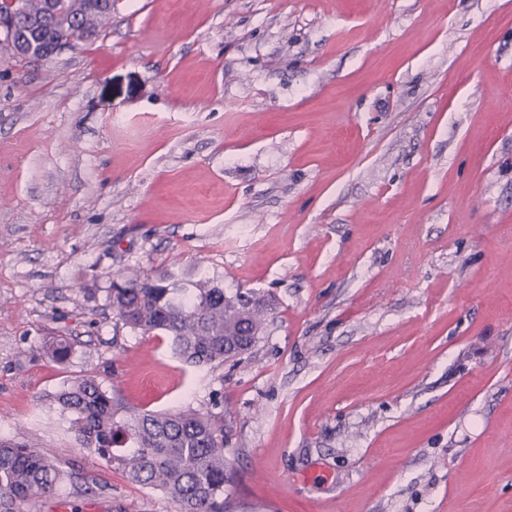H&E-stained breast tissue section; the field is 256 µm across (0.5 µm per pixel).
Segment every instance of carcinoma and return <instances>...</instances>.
<instances>
[{
  "label": "carcinoma",
  "mask_w": 512,
  "mask_h": 512,
  "mask_svg": "<svg viewBox=\"0 0 512 512\" xmlns=\"http://www.w3.org/2000/svg\"><path fill=\"white\" fill-rule=\"evenodd\" d=\"M111 15L112 0L3 5L9 36L32 59L62 31L81 42L97 39ZM108 299L123 325L165 333L172 353L190 366H218L243 354L263 326L257 304L241 294L224 295L205 275L193 280L173 271L155 277L119 273ZM48 399L70 416L80 449L121 467L132 482L162 491L181 512H234L235 471L224 457L222 414L125 410L91 375ZM65 477L49 451L0 441V512L35 507L39 499L55 495Z\"/></svg>",
  "instance_id": "cac0c4a2"
}]
</instances>
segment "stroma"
<instances>
[{
	"label": "stroma",
	"instance_id": "obj_1",
	"mask_svg": "<svg viewBox=\"0 0 512 512\" xmlns=\"http://www.w3.org/2000/svg\"><path fill=\"white\" fill-rule=\"evenodd\" d=\"M130 269L264 330L186 366L113 315ZM89 373L217 407L235 512H512V0H112L0 52V439L72 472L40 512H180L47 401Z\"/></svg>",
	"mask_w": 512,
	"mask_h": 512
}]
</instances>
